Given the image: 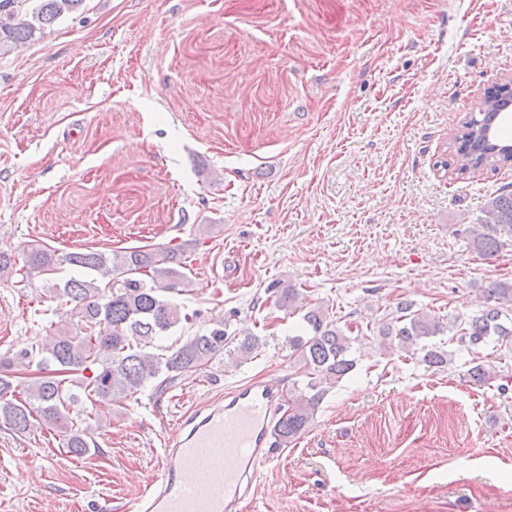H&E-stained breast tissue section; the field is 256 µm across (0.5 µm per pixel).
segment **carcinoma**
Segmentation results:
<instances>
[{
  "label": "carcinoma",
  "mask_w": 512,
  "mask_h": 512,
  "mask_svg": "<svg viewBox=\"0 0 512 512\" xmlns=\"http://www.w3.org/2000/svg\"><path fill=\"white\" fill-rule=\"evenodd\" d=\"M26 2L0 0V51L8 52L42 37L58 19L78 11L84 0H34L30 9ZM479 125L477 116L463 123L452 161H442V167L451 163L455 173L463 175L484 169L495 172L508 166L512 148L506 157L489 144L480 157L469 150L468 137ZM483 213L481 223L512 232V190L503 187L490 198ZM474 243L486 255L501 247L497 238L485 234L476 235ZM182 256L180 246L66 254L64 262L80 276L62 284L49 283V292L73 306L76 329L51 325L45 335L35 337L31 348L0 357V421L18 434L29 433L37 425H49L62 437L67 452L82 457L91 452L93 440L85 420L70 415L71 407L81 398L94 403L133 396L151 382L163 390L233 343L240 356L252 357L259 348V339L247 336L239 340L227 335L222 319L207 332L186 337L169 354L148 351L157 337L189 322V314L173 299L188 283ZM57 270L55 253L37 244L31 247L20 270L14 259L0 254L3 279L19 274L23 283L36 274L46 277ZM274 294L278 305L298 307V289L276 288ZM484 295L496 305L448 327L440 318L401 302L397 307L398 324L382 326L380 335L391 337L407 353H422L423 361L433 367L448 363V351L430 339L447 330L455 332L458 341L469 347L477 348L493 336L503 342L512 340V315L505 308L512 302V280L491 283ZM303 321V334L293 337L292 342L306 383L288 396L277 420L274 439L278 448L288 447L306 429L326 388L339 383L356 366L351 355L355 339L336 326L328 311L308 305ZM33 362L40 374L22 376Z\"/></svg>",
  "instance_id": "1"
}]
</instances>
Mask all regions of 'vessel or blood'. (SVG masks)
<instances>
[{"instance_id": "obj_1", "label": "vessel or blood", "mask_w": 512, "mask_h": 512, "mask_svg": "<svg viewBox=\"0 0 512 512\" xmlns=\"http://www.w3.org/2000/svg\"><path fill=\"white\" fill-rule=\"evenodd\" d=\"M282 396L278 382L250 380L182 416L133 512H259L252 487L279 458L271 433Z\"/></svg>"}]
</instances>
